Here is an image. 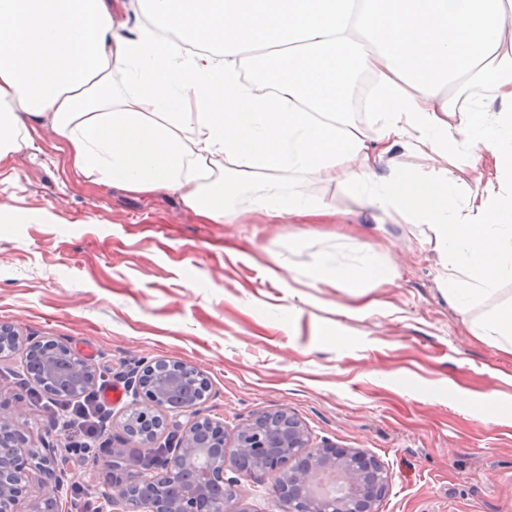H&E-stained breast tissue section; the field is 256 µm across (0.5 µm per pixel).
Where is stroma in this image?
<instances>
[{"label":"stroma","instance_id":"stroma-1","mask_svg":"<svg viewBox=\"0 0 512 512\" xmlns=\"http://www.w3.org/2000/svg\"><path fill=\"white\" fill-rule=\"evenodd\" d=\"M332 209L321 224L272 223L256 188L203 222L178 195L134 194L76 173L66 146L42 133L0 166V204L33 214L0 223V323L27 337L66 340L101 371L113 426L103 441L143 453L120 424L131 362L179 361L207 381L201 408L227 428L269 411L294 414L314 443L362 448L391 485L380 512H512V415L489 418L459 392L512 407V354L477 339L443 294L444 269L424 245L426 225L373 209L338 183L307 174L276 179ZM369 254L390 278L354 297L311 272L324 255ZM287 258L280 273L274 256ZM27 346L0 361V411L22 390L33 414L18 419L25 445L74 456L71 496L97 499L73 454L84 430L57 428L47 394L24 382Z\"/></svg>","mask_w":512,"mask_h":512}]
</instances>
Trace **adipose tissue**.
I'll list each match as a JSON object with an SVG mask.
<instances>
[{"instance_id": "ef3b65f1", "label": "adipose tissue", "mask_w": 512, "mask_h": 512, "mask_svg": "<svg viewBox=\"0 0 512 512\" xmlns=\"http://www.w3.org/2000/svg\"><path fill=\"white\" fill-rule=\"evenodd\" d=\"M137 2L123 36L125 0H0V164L43 129L92 182L176 191L214 224L249 186L272 222H318L326 205L261 177L339 181L427 225L459 314L512 279V0ZM355 72L373 85L374 139L341 119ZM396 148L430 172L380 171ZM464 154L487 171L463 196L449 173ZM388 274L326 256L312 277L359 296ZM469 329L512 353V303Z\"/></svg>"}]
</instances>
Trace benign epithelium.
I'll use <instances>...</instances> for the list:
<instances>
[{"label":"benign epithelium","instance_id":"benign-epithelium-1","mask_svg":"<svg viewBox=\"0 0 512 512\" xmlns=\"http://www.w3.org/2000/svg\"><path fill=\"white\" fill-rule=\"evenodd\" d=\"M25 372L33 380L52 375L55 387L71 398L99 379L96 368L74 354L67 364L38 362ZM202 379L200 371L181 362L156 361L130 373L132 403L122 430L141 437L146 452L125 464L121 449H102L96 466H112V481L96 491L112 512H226L228 502L239 495L238 480L224 477L228 469L242 476L273 475L282 512H379L391 476L378 459L360 448L313 444L298 418L285 410L239 423L233 446L228 447L224 423L200 412ZM142 397L172 412L174 420L163 424L141 406ZM31 411L22 404L11 413L0 412V512H20L24 493L30 497L26 512H68L70 471L58 465L53 446L46 445L45 453L36 455L24 447L17 432V420ZM163 426L167 435L160 443L155 431ZM34 469L44 475L35 485ZM325 473L341 478L340 490L314 491L312 477Z\"/></svg>","mask_w":512,"mask_h":512}]
</instances>
